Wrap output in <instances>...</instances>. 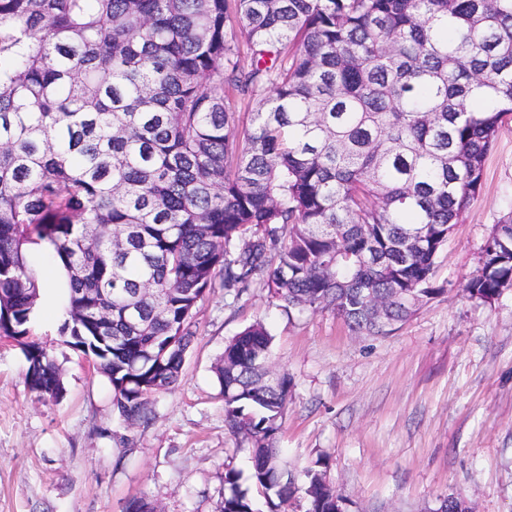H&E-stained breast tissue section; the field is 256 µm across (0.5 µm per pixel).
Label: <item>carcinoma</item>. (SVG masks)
Returning <instances> with one entry per match:
<instances>
[{
    "mask_svg": "<svg viewBox=\"0 0 512 512\" xmlns=\"http://www.w3.org/2000/svg\"><path fill=\"white\" fill-rule=\"evenodd\" d=\"M228 90L265 95L241 134ZM511 116L512 0H0V338L30 390L60 396L31 339L32 248L67 277L59 336L130 426L178 380L218 275L388 334L442 292L436 260ZM507 288L512 211L465 292ZM271 344L257 321L214 367L252 481L225 468L221 512H284L298 491ZM327 469L305 472L306 512H341Z\"/></svg>",
    "mask_w": 512,
    "mask_h": 512,
    "instance_id": "1",
    "label": "carcinoma"
}]
</instances>
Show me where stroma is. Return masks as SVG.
Listing matches in <instances>:
<instances>
[{
    "instance_id": "1",
    "label": "stroma",
    "mask_w": 512,
    "mask_h": 512,
    "mask_svg": "<svg viewBox=\"0 0 512 512\" xmlns=\"http://www.w3.org/2000/svg\"><path fill=\"white\" fill-rule=\"evenodd\" d=\"M510 211L512 119L437 259L440 294L407 322L386 336L357 335L331 311L290 312L270 289L237 297L214 281L179 381L134 427L118 416L107 376L58 336V269L33 251L50 284L35 331L65 391L31 392L20 346L0 339V512H125L134 498L161 512H218L225 467L241 473L242 487L251 481L212 366L258 320L273 335L275 369L293 382L276 446L295 477L327 459L345 512H436L446 496L473 512H512V288L489 303L464 291Z\"/></svg>"
}]
</instances>
